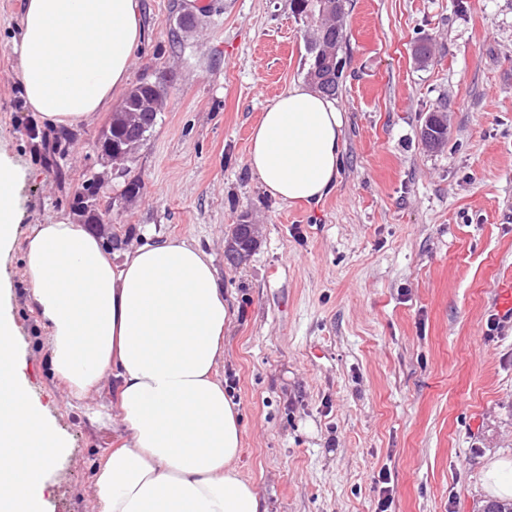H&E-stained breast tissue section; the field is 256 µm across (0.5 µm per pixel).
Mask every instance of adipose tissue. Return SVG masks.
Instances as JSON below:
<instances>
[{"instance_id": "ef3b65f1", "label": "adipose tissue", "mask_w": 512, "mask_h": 512, "mask_svg": "<svg viewBox=\"0 0 512 512\" xmlns=\"http://www.w3.org/2000/svg\"><path fill=\"white\" fill-rule=\"evenodd\" d=\"M139 0H26L19 63L27 107L49 127L90 119L129 76ZM344 113L299 82L268 102L247 164L269 196L321 200L339 175ZM19 171L0 150V256L16 238ZM54 373L84 399L105 375L128 438L97 476L103 512H266L241 477L243 427L217 367L233 312L195 240L116 255L77 218L34 225L24 253ZM18 329L0 311V512H45L66 444L18 374Z\"/></svg>"}]
</instances>
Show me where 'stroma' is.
<instances>
[{
	"instance_id": "stroma-1",
	"label": "stroma",
	"mask_w": 512,
	"mask_h": 512,
	"mask_svg": "<svg viewBox=\"0 0 512 512\" xmlns=\"http://www.w3.org/2000/svg\"><path fill=\"white\" fill-rule=\"evenodd\" d=\"M24 5L0 0V145L21 171L0 305L29 395L67 443L46 512H102L95 474L126 437L111 377L79 404L56 378L23 265L33 226L70 213L94 175L112 197L113 252L190 237L212 257L234 311L219 374L267 512H375L382 469L391 512H482L486 463L512 457V319L495 303L512 279V0H351L339 177L309 204L267 196L246 162L266 104L305 79L290 0H140L128 83L164 86L157 124L122 172L102 164L116 93L71 127L65 185L47 164L55 132L24 102ZM427 34L423 67L411 49ZM440 102L448 141L430 150L421 125ZM244 218L261 231L235 263L225 250Z\"/></svg>"
}]
</instances>
